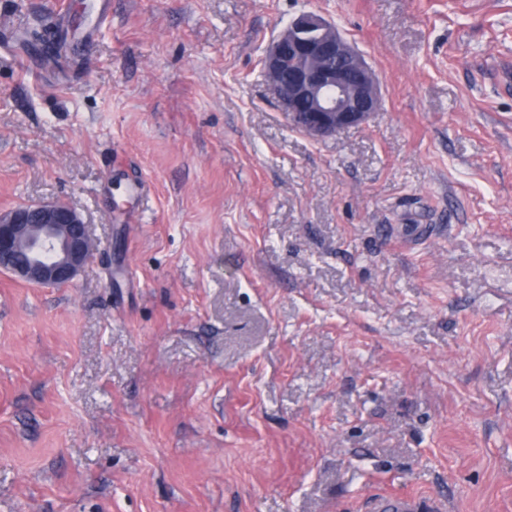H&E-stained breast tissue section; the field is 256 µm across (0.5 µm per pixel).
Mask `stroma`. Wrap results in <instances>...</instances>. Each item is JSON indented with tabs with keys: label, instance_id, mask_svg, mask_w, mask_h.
I'll use <instances>...</instances> for the list:
<instances>
[{
	"label": "stroma",
	"instance_id": "1",
	"mask_svg": "<svg viewBox=\"0 0 512 512\" xmlns=\"http://www.w3.org/2000/svg\"><path fill=\"white\" fill-rule=\"evenodd\" d=\"M110 9L72 75L14 38L79 0H0V212L99 247L0 272V512H512V0ZM303 12L380 84L325 140L262 75ZM26 247L28 258L13 254ZM93 239L89 224L67 204L39 203L0 213V270L40 286L72 283L87 264ZM50 260H45V257ZM447 502L441 497L422 498L413 495L376 497L370 502L373 512H446Z\"/></svg>",
	"mask_w": 512,
	"mask_h": 512
}]
</instances>
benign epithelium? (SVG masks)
<instances>
[{"mask_svg": "<svg viewBox=\"0 0 512 512\" xmlns=\"http://www.w3.org/2000/svg\"><path fill=\"white\" fill-rule=\"evenodd\" d=\"M290 68L288 83L280 80ZM263 76L291 124L313 139L358 127L379 110L375 72L331 21L303 12L272 41ZM90 225L67 204L0 213V270L40 286L72 283L92 253Z\"/></svg>", "mask_w": 512, "mask_h": 512, "instance_id": "benign-epithelium-1", "label": "benign epithelium"}]
</instances>
